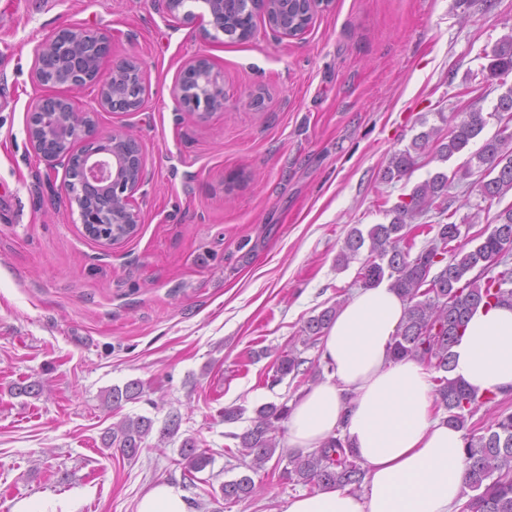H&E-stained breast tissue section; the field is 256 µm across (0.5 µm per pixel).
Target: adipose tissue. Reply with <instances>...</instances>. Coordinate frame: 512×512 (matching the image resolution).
<instances>
[{"instance_id": "1", "label": "adipose tissue", "mask_w": 512, "mask_h": 512, "mask_svg": "<svg viewBox=\"0 0 512 512\" xmlns=\"http://www.w3.org/2000/svg\"><path fill=\"white\" fill-rule=\"evenodd\" d=\"M406 304L387 285L358 290L322 338L324 381L292 404L290 450L348 438L367 468L361 492L330 489L289 498L284 512H452L466 477L461 430L433 412L430 371L393 359ZM452 377L478 394L512 389V307H481L453 349Z\"/></svg>"}]
</instances>
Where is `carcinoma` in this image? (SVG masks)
<instances>
[{
    "instance_id": "1",
    "label": "carcinoma",
    "mask_w": 512,
    "mask_h": 512,
    "mask_svg": "<svg viewBox=\"0 0 512 512\" xmlns=\"http://www.w3.org/2000/svg\"><path fill=\"white\" fill-rule=\"evenodd\" d=\"M307 7L298 0H280L279 15L288 17V24L306 23ZM488 60L486 78L497 79L512 72V33L499 38L490 50L482 53ZM68 69L60 61H51L42 70L46 84L57 83ZM495 117L503 124L501 130L483 140L479 149L464 164L448 176L437 172L417 184L410 201L393 209L387 224H375L368 232L352 228L345 239L344 250L336 262L345 265L368 247L369 255L360 271L359 281L365 287L389 282L407 302V312L400 325L392 349L394 358H412L434 373V409L447 414L448 424L463 431L464 451L468 464L466 500L460 512H512V412L500 410L489 422L473 420L479 409L491 404L501 406L498 394L477 396L458 379L450 377L452 348L458 342L469 314L479 305L488 307L512 304V207L498 215V224L486 235L473 237L477 244L469 249L461 240V225L454 222L415 224V217L430 209L440 215L448 211L445 196L452 178H465L477 168L491 175L481 185L483 199L494 200L512 190V89L501 95L489 115L479 110L459 112L446 136L432 129L417 135L409 148L394 155L387 175L403 177L412 172L418 158L427 150L442 160L461 152L476 139ZM426 244L417 247L419 237ZM337 313L331 306L305 323L302 344H316ZM305 363L296 346L279 356L274 366L272 383L287 376L303 373ZM143 383L131 380L114 386L106 401L112 410L140 399ZM290 409L285 403H266L255 410L249 426L230 437L238 441L241 455L252 457L251 470L258 473L274 458L277 434L283 430ZM154 421L143 415L125 417L105 432L103 446L114 449L131 460L146 447V439ZM280 477L295 485L312 490L350 488L357 492L367 475L363 461L350 448L348 439L332 437L305 455L288 454ZM184 476L194 482L196 474L211 464L207 450L193 438H187L180 448ZM259 490L254 479L243 475L220 486L225 501H240Z\"/></svg>"
}]
</instances>
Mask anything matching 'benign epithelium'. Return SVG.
I'll return each mask as SVG.
<instances>
[{
    "label": "benign epithelium",
    "mask_w": 512,
    "mask_h": 512,
    "mask_svg": "<svg viewBox=\"0 0 512 512\" xmlns=\"http://www.w3.org/2000/svg\"><path fill=\"white\" fill-rule=\"evenodd\" d=\"M201 3L202 11L191 9ZM171 16L198 28L204 35L210 30L224 31V0H158ZM277 0H248L252 21L249 32H254L256 16L264 17L272 34L280 38L295 35L271 21L273 5ZM111 54L109 37L99 31L64 27L44 38L33 48L32 78L39 82V71L44 63L54 58L66 59L75 76L63 86L77 89L84 86V73L101 82L99 105L111 112H132L144 102L148 93L145 72L133 57L112 61L107 75H102V64ZM171 96L178 112H213L224 108V84L221 73L210 58L197 56L185 63L171 88ZM60 104L59 112H69L70 99L66 97H37L29 107L28 140L33 151L53 169L57 166H77L80 181L72 189L68 181L61 182L57 193L74 203L84 232L104 246H112L132 237L141 223L135 194L144 179L143 161L135 140L120 131L102 134L92 112H70L67 120L50 119L47 104ZM92 199L86 207L83 199Z\"/></svg>",
    "instance_id": "7a95c632"
}]
</instances>
